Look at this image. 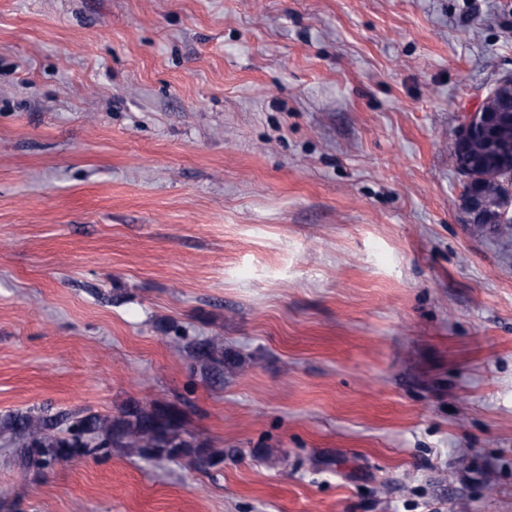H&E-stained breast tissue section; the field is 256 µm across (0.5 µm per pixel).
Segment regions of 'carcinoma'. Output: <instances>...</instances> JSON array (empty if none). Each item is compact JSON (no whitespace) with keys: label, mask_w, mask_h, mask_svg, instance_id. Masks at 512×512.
Here are the masks:
<instances>
[{"label":"carcinoma","mask_w":512,"mask_h":512,"mask_svg":"<svg viewBox=\"0 0 512 512\" xmlns=\"http://www.w3.org/2000/svg\"><path fill=\"white\" fill-rule=\"evenodd\" d=\"M185 349L202 375H219L232 364L223 341L213 336L191 340ZM0 436L14 445L22 467L44 469L77 457H109L112 450L156 459L187 458L204 467L224 461V452L196 441L185 430V416L166 426L153 422V408L132 402L118 417L78 411L48 415L29 409L0 419Z\"/></svg>","instance_id":"obj_1"}]
</instances>
